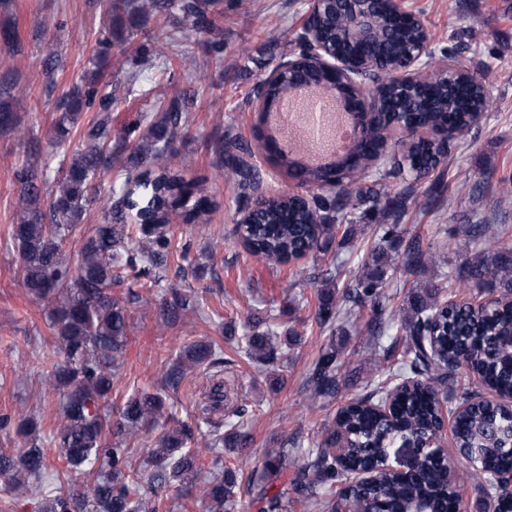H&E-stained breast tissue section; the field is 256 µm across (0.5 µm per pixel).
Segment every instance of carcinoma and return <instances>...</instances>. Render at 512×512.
Returning <instances> with one entry per match:
<instances>
[{"instance_id": "cac0c4a2", "label": "carcinoma", "mask_w": 512, "mask_h": 512, "mask_svg": "<svg viewBox=\"0 0 512 512\" xmlns=\"http://www.w3.org/2000/svg\"><path fill=\"white\" fill-rule=\"evenodd\" d=\"M172 6V0H112L109 37L100 41L97 67L57 105V142L62 144L76 135L79 147L66 160L49 203H44L43 187L26 165L14 172L19 187L18 210L9 225V235L17 243L23 262V287L33 297H49L54 304L51 330L59 360L53 365L50 385L61 405L55 447L60 449L67 468L88 466L95 473L87 489L55 477L44 494L42 512H161L163 492L174 484L200 488L207 512H229L232 505L235 471L224 470L219 480L202 476L200 459L187 448L193 430L184 423L162 436L160 448L149 457L144 473L128 468L122 449L112 447V438H134L156 422L165 406L162 395L143 391L130 395L116 420L111 419L106 405L114 383L112 368L126 354L130 328L126 310L112 299V268L122 262L159 265L170 244L167 227L174 214L183 223L195 225L200 234L209 232L204 219L209 199L203 194V182H188L170 167L173 144L189 121L182 100L174 98L163 112L144 116L146 129L141 132L137 125L127 129L114 147V99L98 96L100 66L107 61L112 40L124 39L123 21L139 28L149 16L165 14ZM178 8L192 21L185 42H197L210 56L221 60L224 43L210 35L224 18L223 0H179ZM322 15L321 41L338 54H352L354 47L345 35L352 16L350 5L332 0L323 6ZM378 22L379 36L363 48V53L378 66L376 91L403 111L370 115L367 139L354 150L363 161L361 169L347 167L335 174L277 155V162L294 180L322 186L326 194L313 201L297 194L274 196L255 216L254 223L237 225L236 234L250 253L286 264L320 250L337 235L347 238L367 212L382 211L389 223L379 225L382 235L347 289L336 292V277L330 274L322 279L315 320L319 326L331 328L341 310H346L350 318L362 307L371 306L368 327L383 362L397 358L411 376L393 387L381 381L364 396L379 403L392 399L393 419L359 400L353 401L337 413L335 429L294 464L289 484L276 486L293 449L276 448L251 471L248 486L264 502L262 512H288L290 492L320 512H378L385 505L400 512H452L448 495L452 470L431 457L425 445L434 436L440 401L455 399L467 405L456 418V444L483 449L482 458L472 465L471 482L481 496L495 499L496 512H512V487L492 484L491 476L493 472L512 471V417L501 406V401L512 397V367L501 359L512 341V247H492L506 240L509 229L475 225L473 237L488 241V245L476 250L456 276L413 287L399 308L391 304L385 271L400 247L398 222L407 208L406 196L390 193L389 178L401 176L417 182L444 162L449 138L441 132L469 126L476 112L490 107L491 101L484 94L488 75L460 78L450 91L443 67L433 55L432 85L419 92L403 90L397 85L395 66L425 33L413 23L397 22L392 9L385 6L380 7ZM300 76L312 87L327 81L323 71L308 60ZM293 78L291 72L280 73L267 86L266 99L278 103L288 94ZM6 91L7 87L0 88V130L17 131V113ZM93 107L98 118L77 132L81 115ZM400 121L433 130L437 135L426 138L414 132L402 140L401 154L370 164L372 149L385 145L383 131ZM114 148L123 158L118 171L122 179L120 195L112 206L111 223L98 225L83 238L80 261L73 270L64 263L60 244L81 223L91 202L89 191L95 178L112 169ZM219 152L221 175L237 188L238 198L249 204L261 183V171L251 163L252 145L228 136ZM367 177L372 178V186L357 185ZM129 217L139 226L142 244L137 247L132 246L122 225ZM406 257L413 264H424L427 253L420 235L412 237ZM455 288H464L476 297L495 291L498 296L487 309L481 304L454 306L448 296ZM185 306L186 299L175 293L161 303L159 314L167 322ZM392 321L400 324L399 338L385 346L380 339L386 324ZM259 326L260 320L248 318L249 334L243 337L246 354L259 365L274 363L300 341L291 328L278 341ZM216 353L211 343L189 344L167 370L166 380L176 386L186 367L205 363L215 371L208 376L202 393V414L239 416L241 409L227 404L230 387L224 379V368L231 361L216 357ZM341 354L342 347L336 345V337H331L307 379L316 394H336ZM458 367L476 374L485 389L497 393L499 399L474 402L466 390L455 397ZM18 431L33 438L30 447L16 454L0 453V478L7 477L8 488L16 492L23 488L20 477L41 480L48 469L47 451L38 443L35 420L22 417ZM219 439L224 447L238 452L251 445L250 433L240 427L227 429ZM396 448L422 449L415 472L402 478L381 474L358 487L331 491L336 481L368 463L387 459ZM146 487L154 497L152 507L143 500Z\"/></svg>"}]
</instances>
